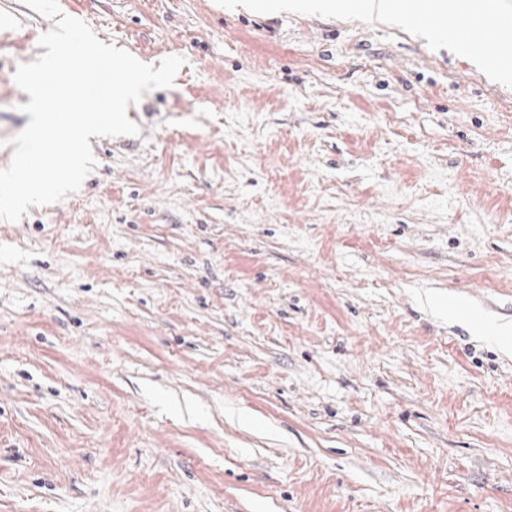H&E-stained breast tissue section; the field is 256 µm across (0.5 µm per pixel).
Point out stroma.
Masks as SVG:
<instances>
[{"label":"stroma","instance_id":"stroma-1","mask_svg":"<svg viewBox=\"0 0 512 512\" xmlns=\"http://www.w3.org/2000/svg\"><path fill=\"white\" fill-rule=\"evenodd\" d=\"M266 2L59 0L185 63L0 220V512H512V81ZM53 26L0 0V169Z\"/></svg>","mask_w":512,"mask_h":512}]
</instances>
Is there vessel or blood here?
<instances>
[{"instance_id":"1","label":"vessel or blood","mask_w":512,"mask_h":512,"mask_svg":"<svg viewBox=\"0 0 512 512\" xmlns=\"http://www.w3.org/2000/svg\"><path fill=\"white\" fill-rule=\"evenodd\" d=\"M404 11L411 19L427 23L434 27H458L462 37L481 34L480 47L491 58L507 62L512 55L505 47L512 37L502 33L498 19L482 9L479 0H461L459 11L455 14H436L431 0H404Z\"/></svg>"}]
</instances>
